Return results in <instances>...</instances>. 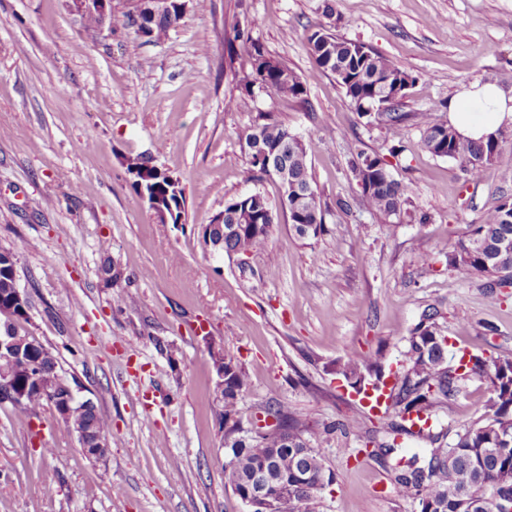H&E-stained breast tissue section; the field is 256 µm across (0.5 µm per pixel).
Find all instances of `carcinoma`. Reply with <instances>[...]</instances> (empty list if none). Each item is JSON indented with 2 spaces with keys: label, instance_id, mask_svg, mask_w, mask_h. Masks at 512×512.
<instances>
[{
  "label": "carcinoma",
  "instance_id": "carcinoma-1",
  "mask_svg": "<svg viewBox=\"0 0 512 512\" xmlns=\"http://www.w3.org/2000/svg\"><path fill=\"white\" fill-rule=\"evenodd\" d=\"M182 0H172L169 9L136 25L127 12L112 17V24L133 30L129 48L144 43H159L178 27L185 16ZM310 55L318 67L331 73L359 117L388 127L393 135L411 122L422 131L423 146L432 155L448 158L472 176L498 156L503 133L485 141L461 138L439 116V109L401 112L399 105L416 77L393 61L365 45L343 40L325 28L308 37ZM229 64L240 60L250 73L241 79L242 89L269 92L307 102L300 77L283 62L269 56L240 24L233 25L227 39ZM247 155L246 178L257 182L272 169L288 172V196L279 197L280 208L288 213L294 237L316 238L324 232L326 209L315 187L308 161L313 144L294 134L274 113L264 112L239 133ZM348 172L360 188L363 206L384 224H398L408 202L407 187L397 180L384 156L359 151L347 164ZM278 215L260 190L240 195L224 204V223L211 228V236L222 241L220 253L245 254L265 244ZM448 268L467 277L473 274L488 279L489 298L498 299L497 289L512 285V198L503 197L474 225L469 236L448 252ZM438 311H423L421 320L406 340L402 352V371L394 373L399 386L391 387L388 398L399 407L394 420H384L375 430L365 428L357 418L341 423L345 431H356L384 454L396 449L401 434L426 437L434 444L430 454L400 457L399 492L418 500L419 512H503L512 500V358L470 355L467 363L452 365L448 349L436 323ZM25 317H18L0 328L24 340L25 360H1L0 373L12 375L14 384L28 387L21 413L36 415L56 394L68 389L69 379L60 373L52 352L21 329ZM214 366L224 368V396L219 399L218 416L224 422V448L228 462L225 482L242 500L253 496L254 477L267 482L265 499L253 500V512H315L317 494L333 482L319 452V444L329 440L334 428L312 429L292 412L268 409L266 416L276 424L261 432L243 433L239 399L248 387L242 365L220 352L212 355ZM42 370L40 387L32 380V364ZM336 374L360 395L381 394L388 378L379 355L355 354L336 365ZM473 375H485L491 383L484 412L473 425L455 431L448 446L446 433H433L434 426L413 429L406 415L428 411L446 404ZM67 432L83 431L90 437L110 436V423L95 406L77 407L63 421Z\"/></svg>",
  "mask_w": 512,
  "mask_h": 512
}]
</instances>
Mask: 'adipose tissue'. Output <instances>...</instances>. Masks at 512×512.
<instances>
[{"instance_id":"1","label":"adipose tissue","mask_w":512,"mask_h":512,"mask_svg":"<svg viewBox=\"0 0 512 512\" xmlns=\"http://www.w3.org/2000/svg\"><path fill=\"white\" fill-rule=\"evenodd\" d=\"M448 123L465 139H487L512 125V98L495 84L470 83L450 100Z\"/></svg>"}]
</instances>
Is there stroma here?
<instances>
[{"mask_svg": "<svg viewBox=\"0 0 512 512\" xmlns=\"http://www.w3.org/2000/svg\"><path fill=\"white\" fill-rule=\"evenodd\" d=\"M322 5L191 0L166 40L132 53L129 30H86L67 0H0V249L15 253L29 296L25 330L112 425L96 462L53 408L28 416L0 404V512H249L224 479L215 351L248 375L242 422L280 405L314 428L353 414L376 423L335 365L379 349L398 368L427 306L449 354L512 357V286L491 302L483 277L461 278L445 257L512 196V126L474 178L427 152L419 128L404 129L390 164L407 211L398 227L378 223L355 202L347 160L396 139L358 117L307 44L324 27L416 75L405 112L448 104L474 81L511 96L512 0H335L330 16ZM237 20L296 72L306 102L240 93L248 67L225 50ZM261 112L313 143L326 231L292 238L282 216L267 245L230 258L203 246L202 226L256 189L279 201L275 179L243 175L238 134ZM136 155L180 179L184 223H160L133 190L123 161ZM106 257L123 281L102 279ZM489 388L471 377L433 423H474ZM360 446L341 433L320 444L334 481L317 512H417L396 488L392 457Z\"/></svg>", "mask_w": 512, "mask_h": 512, "instance_id": "stroma-1", "label": "stroma"}]
</instances>
